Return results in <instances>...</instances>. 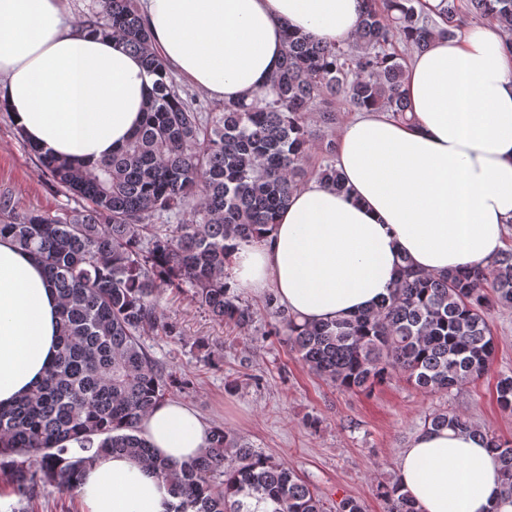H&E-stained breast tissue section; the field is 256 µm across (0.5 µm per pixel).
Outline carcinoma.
Returning <instances> with one entry per match:
<instances>
[{
	"label": "carcinoma",
	"mask_w": 512,
	"mask_h": 512,
	"mask_svg": "<svg viewBox=\"0 0 512 512\" xmlns=\"http://www.w3.org/2000/svg\"><path fill=\"white\" fill-rule=\"evenodd\" d=\"M357 33L344 44L286 34L282 63L251 102L213 112L181 96L153 46L135 0H98L92 31L120 37L156 76L155 94L127 144L111 157L71 164L31 147L41 167L77 207L52 215L19 210L0 196V236L42 262L60 299L58 351L28 396L0 406V473L14 493L32 498L47 485L74 491L81 470L99 456L141 459L168 482L172 512H327L316 489L293 470L218 425L197 457L172 464L137 435L139 422L191 379L166 370L141 336H179L157 314L159 288L194 289L195 298L231 330H245L254 308L224 273L233 241L249 242L274 223L292 192L311 174L345 190L336 143L308 170L307 115L336 123L338 104L381 110L406 122L402 43L424 50L437 36L455 38L468 21L491 20L512 34V0H440L431 22L420 0H362ZM276 332L301 362L343 391L370 392L403 374L429 392L481 379L495 353L488 317L512 307V247L483 269L419 274L406 266L372 311L345 320L300 323L278 306ZM497 402L512 411V375H499ZM433 430H475L449 411L425 421ZM512 494V442L486 432ZM73 440L77 448L66 442ZM385 512H420L397 478L377 485Z\"/></svg>",
	"instance_id": "obj_1"
}]
</instances>
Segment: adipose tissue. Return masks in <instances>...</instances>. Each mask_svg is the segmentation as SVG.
Returning <instances> with one entry per match:
<instances>
[{
  "mask_svg": "<svg viewBox=\"0 0 512 512\" xmlns=\"http://www.w3.org/2000/svg\"><path fill=\"white\" fill-rule=\"evenodd\" d=\"M168 70L218 101L252 100L284 53V28L350 38L359 0H139ZM154 89L141 56L74 20L73 0H0V107L33 144L77 162L118 151ZM403 94L410 122L367 112L337 137L347 192L298 187L272 231L242 243L231 280L273 288L299 321L370 309L403 266L424 274L483 267L512 224V41L477 26L416 53ZM58 297L38 261L0 237V404L29 393L52 362ZM154 453L196 456L210 428L167 401L140 422ZM402 492L421 512H512L501 462L479 434L424 429L398 453ZM84 512H169L165 481L112 454L85 468Z\"/></svg>",
  "mask_w": 512,
  "mask_h": 512,
  "instance_id": "ef3b65f1",
  "label": "adipose tissue"
}]
</instances>
